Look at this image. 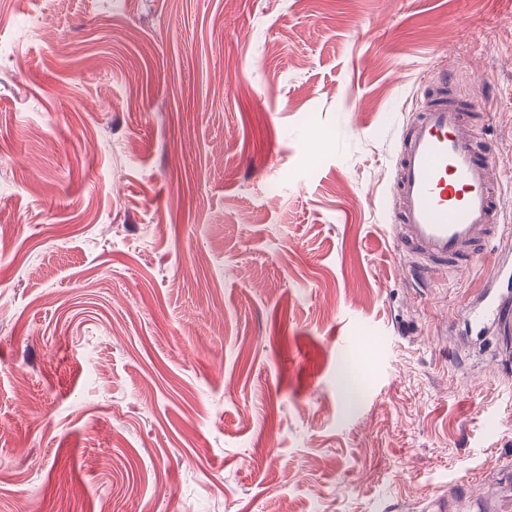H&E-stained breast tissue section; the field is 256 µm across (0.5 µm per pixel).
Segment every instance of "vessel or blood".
Instances as JSON below:
<instances>
[{"instance_id":"b4317fda","label":"vessel or blood","mask_w":512,"mask_h":512,"mask_svg":"<svg viewBox=\"0 0 512 512\" xmlns=\"http://www.w3.org/2000/svg\"><path fill=\"white\" fill-rule=\"evenodd\" d=\"M436 94L404 121L389 193L395 245L428 278L471 269L488 245L503 240L500 181L489 144L477 136L467 100L440 74ZM476 343L494 340L512 354V259L497 253L485 284L464 311Z\"/></svg>"}]
</instances>
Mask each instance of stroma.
I'll use <instances>...</instances> for the list:
<instances>
[{
    "mask_svg": "<svg viewBox=\"0 0 512 512\" xmlns=\"http://www.w3.org/2000/svg\"><path fill=\"white\" fill-rule=\"evenodd\" d=\"M442 71L512 226V0H0V512H469L512 362L387 199Z\"/></svg>",
    "mask_w": 512,
    "mask_h": 512,
    "instance_id": "1",
    "label": "stroma"
}]
</instances>
